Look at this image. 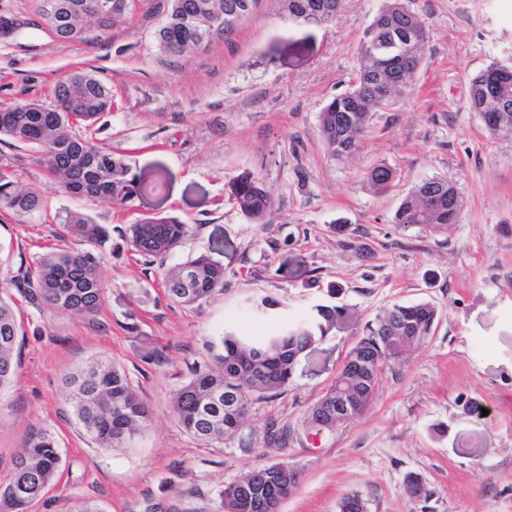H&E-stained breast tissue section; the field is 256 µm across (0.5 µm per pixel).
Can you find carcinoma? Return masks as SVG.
Returning a JSON list of instances; mask_svg holds the SVG:
<instances>
[{
  "label": "carcinoma",
  "mask_w": 512,
  "mask_h": 512,
  "mask_svg": "<svg viewBox=\"0 0 512 512\" xmlns=\"http://www.w3.org/2000/svg\"><path fill=\"white\" fill-rule=\"evenodd\" d=\"M247 1L168 0L167 11L154 33L157 49L182 56L229 37L224 12ZM142 0H39L38 11L53 37L80 42L87 27L104 33L134 15ZM299 15L317 24L333 21L338 10L323 13L327 0H295ZM419 14L405 0H384L364 31L358 53L363 62L354 83L332 98L319 115L320 131L329 153L337 158L355 154L363 144L370 113L386 104L377 97L368 71L380 67L384 79L397 83L398 93L412 86L425 59L427 27H414ZM415 31L421 45L415 51L389 45L394 33ZM112 90L94 74L75 70L59 79L49 103L23 100L0 108V136L36 149L40 163L57 189L84 198H104L121 208L131 206L138 177L131 167L96 139L80 133L98 124L112 111ZM470 109L489 133L512 139V64L493 62L471 80ZM394 171L386 164L374 167L368 183L382 194L392 187ZM231 195L241 214L254 224L269 223L273 202L259 181L242 174L230 181ZM42 195L25 187L0 162V209L19 217L40 211ZM463 208L455 187L442 178L416 185L396 210L392 223L410 227L441 228L454 224ZM72 234L93 244L108 239L107 229L77 212L66 215ZM189 225L171 216H148L128 226V240L141 256L162 259L178 248ZM101 257L91 252L53 248L41 256L35 274L23 276L24 293L38 306L58 315L93 316L102 307L106 285L100 276ZM170 299L193 304L224 285V265L200 255L164 272ZM344 310L322 306L321 322L306 329L285 323L258 340L226 331L214 342L212 363L193 371L172 398V413L194 438L222 441L239 432L251 406L284 389L292 381L297 360L336 326ZM438 310L429 302L395 304L364 326L362 336L346 356L344 367L310 409L306 424L310 438H320L362 414L371 403L386 365L401 364L409 351L431 335ZM25 336L12 297L0 293V388L15 378ZM75 418L101 448H122L149 421V410L117 367L95 358L69 381ZM345 394L352 411L336 417V397ZM61 455L54 438L41 433L14 461V473L0 488V512H29L46 488L59 476ZM301 470L288 463L254 468L221 492L224 512H279V505L299 485ZM406 487L414 498L431 496L420 475L410 474Z\"/></svg>",
  "instance_id": "1"
}]
</instances>
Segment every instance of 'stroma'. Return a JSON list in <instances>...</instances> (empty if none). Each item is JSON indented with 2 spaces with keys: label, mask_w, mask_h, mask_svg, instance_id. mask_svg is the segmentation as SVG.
Masks as SVG:
<instances>
[{
  "label": "stroma",
  "mask_w": 512,
  "mask_h": 512,
  "mask_svg": "<svg viewBox=\"0 0 512 512\" xmlns=\"http://www.w3.org/2000/svg\"><path fill=\"white\" fill-rule=\"evenodd\" d=\"M383 0H342L336 19L286 21L261 0L226 41L160 53L154 32L167 0H143L127 21L87 41L62 43L36 21V0H0L17 29L0 37V107L50 102L74 69L111 87L114 108L95 136L149 189L132 209L56 190L34 150L0 140V161L40 191L31 217L0 212V289L12 292L26 336L15 381L0 391V486L34 434H51L61 474L32 512H70L91 500L105 512H221L224 485L270 463L298 466V488L279 512H339L360 495L368 512H512V140L489 135L470 110V80L512 62V0H408L431 41L413 86L373 112L362 148L333 158L322 108L349 87L358 46ZM387 164L393 187L374 193L367 173ZM248 173L269 192L272 223H249L230 194ZM448 179L463 200L457 223L404 229L392 218L423 180ZM103 225L97 252L107 289L92 317L36 308L11 281L71 236L66 213ZM173 216L189 236L163 262L132 251L126 229L142 215ZM204 254L224 266V286L192 305L171 301L162 268ZM274 308L259 313L256 302ZM428 301L438 319L404 363L384 367L366 411L322 439L304 419L341 368L364 325L396 304ZM321 305L348 319L301 357L288 387L252 405L246 426L202 442L174 419V391L211 361L215 336L284 322L311 326ZM94 356L128 378L150 412L125 449L107 452L72 414L66 379ZM479 404L476 413L467 401ZM288 429L270 447L265 427ZM431 496L411 498L408 473Z\"/></svg>",
  "instance_id": "35a3bbf8"
}]
</instances>
